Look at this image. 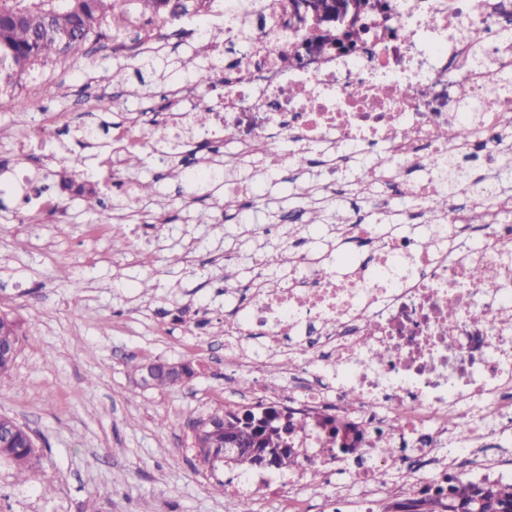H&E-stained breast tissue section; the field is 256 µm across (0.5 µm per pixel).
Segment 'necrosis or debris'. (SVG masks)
I'll return each mask as SVG.
<instances>
[{
    "label": "necrosis or debris",
    "instance_id": "4bbe7bcc",
    "mask_svg": "<svg viewBox=\"0 0 512 512\" xmlns=\"http://www.w3.org/2000/svg\"><path fill=\"white\" fill-rule=\"evenodd\" d=\"M244 55L220 75L224 98L187 112L193 83L174 87L171 109L149 136L132 126L116 138L154 153L205 129L224 146L236 173L214 163L187 177L220 178L225 193L254 196L273 174L297 177L298 155L328 174L360 161L379 168V189L360 195L329 183L326 200L356 210L336 239L286 254L284 269L226 284L229 357L259 373L271 360L314 357L288 377V394L262 388L259 404L345 416L362 435L360 460L322 451L318 430L301 435L305 455L288 475L258 476L256 493L281 486L320 496L336 472L341 512H370L382 489L380 461L442 482H512V461L483 455L488 439L512 431V188L498 182L512 159V0H390L359 17L355 48L305 47L289 21L288 0H257ZM295 53L293 65L280 63ZM468 98H461V90ZM468 124L448 143L441 129ZM475 162L477 174L448 207L428 200L447 186V162ZM408 206L391 209L386 192ZM434 240L424 250L421 238ZM381 358L370 361V351ZM397 453L383 459L379 441Z\"/></svg>",
    "mask_w": 512,
    "mask_h": 512
}]
</instances>
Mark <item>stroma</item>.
<instances>
[{"instance_id": "obj_1", "label": "stroma", "mask_w": 512, "mask_h": 512, "mask_svg": "<svg viewBox=\"0 0 512 512\" xmlns=\"http://www.w3.org/2000/svg\"><path fill=\"white\" fill-rule=\"evenodd\" d=\"M126 66L120 85L94 87L102 68ZM37 83L19 81L0 110V311L22 323L14 381L0 387V414L28 426L40 455L27 482L0 460V512H228L224 487L245 472L220 476L199 468L189 424L218 408L245 406L255 387L224 350V257L233 255L240 279L251 275L249 247L240 228L225 222L223 196L194 194L183 179L165 174L149 149L131 166L115 164L116 123L160 105L171 86L139 59L92 46L88 55L44 65ZM93 127L92 144L78 142L76 125ZM59 136L43 141L41 131ZM81 156L75 170L65 159ZM95 184L99 206L70 196L65 222H45L27 202L52 205L60 177ZM155 184L152 197L128 190ZM286 183L265 187L257 208L271 227L264 246L280 244V217L294 204ZM129 208L164 218L113 232L115 211ZM206 222H199L200 214ZM150 281L143 291L142 281ZM178 362L196 368L185 386H135L129 360Z\"/></svg>"}]
</instances>
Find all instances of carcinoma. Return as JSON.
I'll return each instance as SVG.
<instances>
[{"instance_id": "carcinoma-1", "label": "carcinoma", "mask_w": 512, "mask_h": 512, "mask_svg": "<svg viewBox=\"0 0 512 512\" xmlns=\"http://www.w3.org/2000/svg\"><path fill=\"white\" fill-rule=\"evenodd\" d=\"M220 0H0V82L28 74L54 57L78 58L88 53L89 46L112 40V50L126 47L123 35L132 36L138 48L158 29L173 26L192 12L206 16L215 10ZM306 10L308 16H330L331 0H288V12L295 15ZM181 68L190 72L198 85H210L215 78L214 67L195 62V57L182 61ZM458 184L448 180L447 189L429 199L433 211L447 208L448 195ZM61 192H72L88 205L97 202L95 187L83 184L73 187L66 178L61 180ZM22 337L19 321L0 312V344L19 345ZM264 414L271 413L267 409ZM251 408L216 409L190 424L196 430V457L206 467L212 465L224 444V432L233 433L240 445L250 448L259 442L265 448H278L285 439H295L309 426L303 414L292 416L290 434H280L276 424L260 428L255 422L260 414ZM37 453L27 443V435L19 434L12 448H0V459L14 465L17 477L25 481L34 468ZM423 504L420 512H455L454 504L463 501L478 512H501L512 503V483H473L454 480L448 488L425 487L412 494Z\"/></svg>"}]
</instances>
